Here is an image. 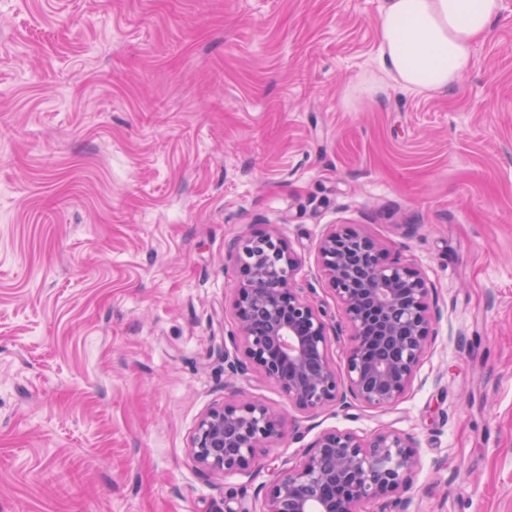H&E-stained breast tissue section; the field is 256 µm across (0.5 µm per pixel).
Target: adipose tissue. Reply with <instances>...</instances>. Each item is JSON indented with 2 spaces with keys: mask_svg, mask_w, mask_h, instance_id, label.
<instances>
[{
  "mask_svg": "<svg viewBox=\"0 0 512 512\" xmlns=\"http://www.w3.org/2000/svg\"><path fill=\"white\" fill-rule=\"evenodd\" d=\"M499 11L500 0H387L376 27L383 73L407 90H447Z\"/></svg>",
  "mask_w": 512,
  "mask_h": 512,
  "instance_id": "ef3b65f1",
  "label": "adipose tissue"
}]
</instances>
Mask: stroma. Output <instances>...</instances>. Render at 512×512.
I'll return each mask as SVG.
<instances>
[{"label":"stroma","instance_id":"35a3bbf8","mask_svg":"<svg viewBox=\"0 0 512 512\" xmlns=\"http://www.w3.org/2000/svg\"><path fill=\"white\" fill-rule=\"evenodd\" d=\"M384 0H0V512H262L324 431L407 437L406 512H512V0L431 94L383 79ZM363 226L440 316L394 407L296 409L239 345L232 242L273 228L329 324L318 249ZM234 396L285 436L188 447ZM284 436L282 419L268 406L226 400L204 413L191 436L189 453L204 472H246L258 448L271 447Z\"/></svg>","mask_w":512,"mask_h":512}]
</instances>
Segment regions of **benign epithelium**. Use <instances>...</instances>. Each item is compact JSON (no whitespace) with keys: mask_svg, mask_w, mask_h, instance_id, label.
I'll list each match as a JSON object with an SVG mask.
<instances>
[{"mask_svg":"<svg viewBox=\"0 0 512 512\" xmlns=\"http://www.w3.org/2000/svg\"><path fill=\"white\" fill-rule=\"evenodd\" d=\"M240 282L233 310L241 357H224L235 374L245 364L275 383L299 409L315 412L356 401L395 405L411 388L434 335V286L417 268L388 259L362 229L337 225L321 240V271L343 309L345 325L331 328L293 274L298 261L275 230L232 244ZM344 343L345 373L329 356L331 339ZM284 436L268 406L226 400L204 413L189 453L204 472H246L256 451ZM418 464L409 440L391 430L368 437L321 433L294 468L266 488L263 512H368L397 491Z\"/></svg>","mask_w":512,"mask_h":512,"instance_id":"benign-epithelium-1","label":"benign epithelium"}]
</instances>
